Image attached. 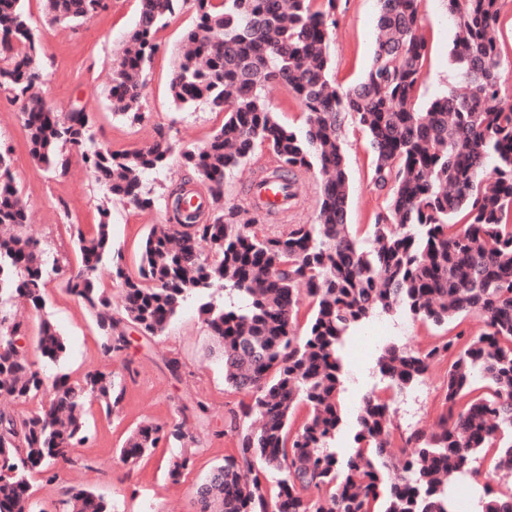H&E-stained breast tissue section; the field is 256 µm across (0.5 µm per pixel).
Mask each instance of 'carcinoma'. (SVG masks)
<instances>
[{
	"mask_svg": "<svg viewBox=\"0 0 512 512\" xmlns=\"http://www.w3.org/2000/svg\"><path fill=\"white\" fill-rule=\"evenodd\" d=\"M174 0H140L129 45L113 68L114 113L142 118L143 74L158 50L156 33ZM196 20L174 72L176 103H207L223 125L183 164L208 185L212 201L224 183L263 146L278 165L259 177L297 196L299 178L322 176L313 224H290L276 237L239 224L236 213L202 222L164 202L172 224L149 230L138 271L120 264L111 276L123 290L124 317L99 287L112 258L108 220L87 239L78 235L79 266L66 291L95 314L108 356L126 347L112 335L122 321L160 336L185 301L224 351V379L251 395L231 414L237 436L200 484L195 512H458L445 479L484 477L482 512H512V67L504 64L496 30L502 0H446L458 29L450 52L456 79L426 111L415 94L428 55L421 0H379L380 35L364 79L345 92L333 86L326 19L339 0H194ZM104 0H47L56 22L94 16ZM37 23L24 0H0V91L19 103L29 155L49 169L60 152L80 156L108 195L139 208L154 205L147 171L165 167L173 144L161 137L135 150L95 147L90 115L59 112L34 95ZM276 82L303 108L305 130L282 124L265 86ZM363 130L374 153L371 180L391 188L389 214L369 225L361 248L347 223L349 178L342 150L344 116ZM28 212L0 152V396L40 397L25 414L0 412V512H35L31 479L51 480L60 465L79 462L87 439L85 413L120 401L114 376L99 370L77 382L46 383L18 341L28 317L40 316L37 350L49 362L66 351L42 316L45 288L60 266L48 265L41 242L25 233ZM305 284V289L297 285ZM311 316L300 327L303 301ZM403 308L415 320L447 327L429 348L395 342L377 360L383 392L367 395L356 414L355 451L336 452L344 416L340 350L349 331L375 315ZM482 322L474 333L462 327ZM448 363L435 429L400 436L403 476L392 466L393 430L387 392L419 384L433 363ZM307 409L301 423L294 415ZM186 419L139 426L120 449L132 464L161 441L188 439ZM493 451L488 469L473 462ZM64 512H112L100 495L75 489Z\"/></svg>",
	"mask_w": 512,
	"mask_h": 512,
	"instance_id": "carcinoma-1",
	"label": "carcinoma"
}]
</instances>
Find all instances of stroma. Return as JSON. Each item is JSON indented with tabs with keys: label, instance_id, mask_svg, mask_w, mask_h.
Segmentation results:
<instances>
[{
	"label": "stroma",
	"instance_id": "1",
	"mask_svg": "<svg viewBox=\"0 0 512 512\" xmlns=\"http://www.w3.org/2000/svg\"><path fill=\"white\" fill-rule=\"evenodd\" d=\"M106 6L93 18L79 24L50 21L45 0H27L40 30L36 62L42 75L41 92L46 101L61 112L85 108L92 117L96 146L134 150L167 137L174 143L175 155L159 171L146 173L144 185L158 199V206L138 208L119 198L105 197L79 156L62 151L58 165L45 170L31 160L19 107L0 94V151L10 157L11 170L26 202L29 221L26 232L40 240L48 259L65 269L77 266L74 240L78 233L93 235L101 218H108L112 247L119 252L128 272H136L141 248L152 225L164 223L162 199L190 184L206 191L207 186L185 167L180 150L203 146L224 122V115L200 104L181 109L169 88L177 66L185 31L196 15L193 0H176L175 13L157 35L160 50L141 88L143 117L133 123L112 111L109 100L112 68L120 59L138 20L140 0H105ZM420 12L430 54L416 93L419 110L444 94L454 81L450 51L454 25L444 0H422ZM379 16L378 0H340L331 26L330 54L332 75L337 84L349 88L366 73L373 56ZM342 148L347 158L350 196L348 222L357 233H364L377 214L386 212L390 193L377 189L370 177L373 151L365 133L354 123H346ZM276 164L266 148H257L224 187L220 207L239 211L241 219L252 220L262 234H278L288 224L310 223L317 208L319 187L309 176L298 186L299 202L278 216H269L250 206L247 182L253 171ZM45 313L66 343L58 362L45 361L36 350L39 318L31 316L24 345L36 369L48 377L69 374L81 379L98 369L112 373L123 394L112 414L99 406L88 410L90 435L78 453L88 467L58 470L54 481L36 477L34 499L44 512H58L59 503L71 489H87L103 495L115 512H193L196 488L211 469L223 463L236 446L228 431L232 411L249 396L229 388L224 382V355L219 343L201 322L196 301H188L159 336L144 335L134 325L121 324L128 348L121 355L106 356L101 332L93 312L65 290L61 279H50L45 291ZM388 338L371 342L364 352L356 344L366 336L370 323L354 328L342 351L344 368L343 403L347 415L336 439V450L346 456L353 451L355 414L363 398L380 386L377 359L387 342H397L413 350L428 348L440 336L433 325L412 320L397 311L384 320ZM179 369L170 372L169 361ZM447 366L432 364L421 383L394 396L393 420L401 428L430 429L439 411ZM203 402L205 414L188 416L189 442L182 446L160 444L136 464L126 465L119 450L138 426L169 423L179 417L181 405ZM190 456L188 470L180 480L167 472L182 456Z\"/></svg>",
	"mask_w": 512,
	"mask_h": 512
}]
</instances>
